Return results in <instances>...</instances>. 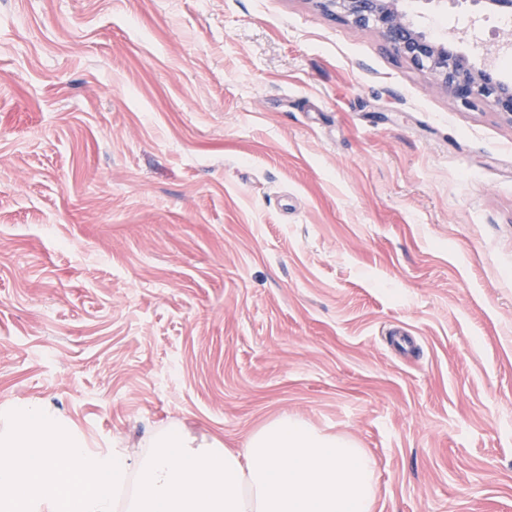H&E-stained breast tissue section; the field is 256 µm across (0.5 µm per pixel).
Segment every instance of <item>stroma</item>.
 Listing matches in <instances>:
<instances>
[{"mask_svg":"<svg viewBox=\"0 0 512 512\" xmlns=\"http://www.w3.org/2000/svg\"><path fill=\"white\" fill-rule=\"evenodd\" d=\"M512 81L500 15L413 0ZM95 452L282 414L374 512H512V121L315 0H0V403Z\"/></svg>","mask_w":512,"mask_h":512,"instance_id":"obj_1","label":"stroma"}]
</instances>
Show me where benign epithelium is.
<instances>
[{
  "instance_id": "1",
  "label": "benign epithelium",
  "mask_w": 512,
  "mask_h": 512,
  "mask_svg": "<svg viewBox=\"0 0 512 512\" xmlns=\"http://www.w3.org/2000/svg\"><path fill=\"white\" fill-rule=\"evenodd\" d=\"M323 10L339 12L362 29H375L392 51L431 72L456 101L471 105L489 99L497 111L512 120V83L490 66L479 67L448 42L416 29L400 0H315ZM483 9L512 16V0H475Z\"/></svg>"
}]
</instances>
